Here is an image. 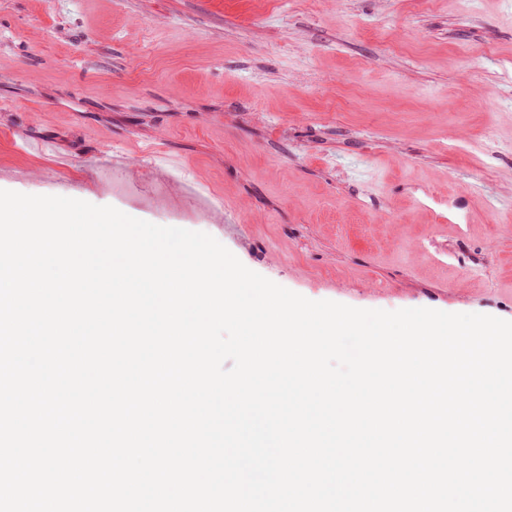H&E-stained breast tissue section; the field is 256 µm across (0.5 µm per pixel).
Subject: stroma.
Masks as SVG:
<instances>
[{"label":"stroma","mask_w":512,"mask_h":512,"mask_svg":"<svg viewBox=\"0 0 512 512\" xmlns=\"http://www.w3.org/2000/svg\"><path fill=\"white\" fill-rule=\"evenodd\" d=\"M0 189L209 234L311 300L512 321V0H0ZM167 179L171 182H174L178 185L180 192L182 195L193 197L200 209L204 211H208L215 208V201L213 197H211L205 189L198 186L195 183L185 182V181H176L172 174L166 175Z\"/></svg>","instance_id":"1"}]
</instances>
